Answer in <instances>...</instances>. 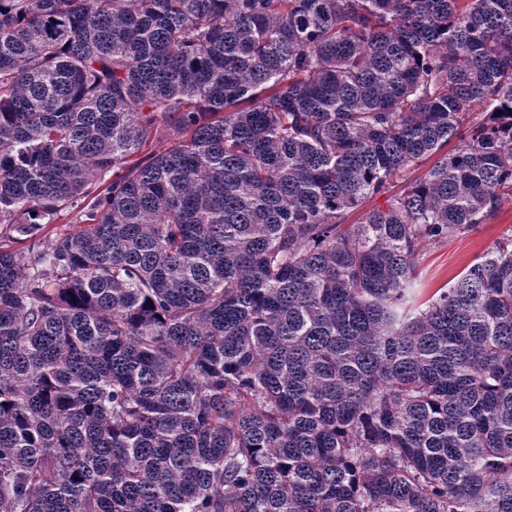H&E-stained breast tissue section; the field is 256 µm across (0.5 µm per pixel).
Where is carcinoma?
Listing matches in <instances>:
<instances>
[{"label":"carcinoma","mask_w":512,"mask_h":512,"mask_svg":"<svg viewBox=\"0 0 512 512\" xmlns=\"http://www.w3.org/2000/svg\"><path fill=\"white\" fill-rule=\"evenodd\" d=\"M511 198L512 0H0V512H512ZM506 234L512 235V201L505 202L487 224H476L440 244L423 243L419 256L422 298L447 288Z\"/></svg>","instance_id":"carcinoma-1"}]
</instances>
